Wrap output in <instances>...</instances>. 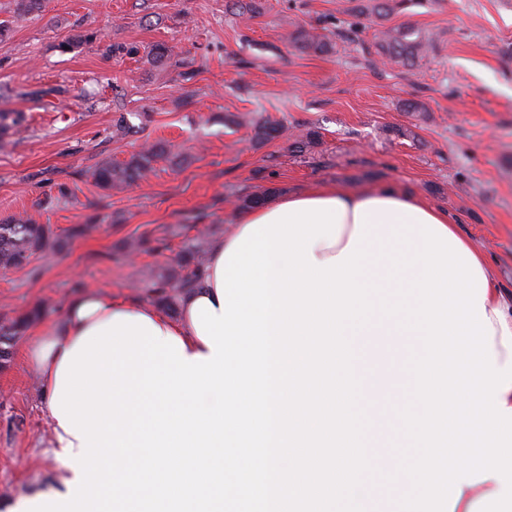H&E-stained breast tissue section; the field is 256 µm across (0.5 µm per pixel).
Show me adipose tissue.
<instances>
[{"instance_id": "obj_1", "label": "adipose tissue", "mask_w": 512, "mask_h": 512, "mask_svg": "<svg viewBox=\"0 0 512 512\" xmlns=\"http://www.w3.org/2000/svg\"><path fill=\"white\" fill-rule=\"evenodd\" d=\"M302 200H335L344 206L335 242L330 244L322 240L313 248L314 256L320 261L340 255L347 247L355 233V210L361 204L366 205L371 223L378 226L377 237L367 238L363 242L364 249L371 253L378 252L380 245L384 244L402 249L411 258L415 255L416 246L422 245L420 225L414 218L403 214L402 205L421 209L441 222L468 248L476 258L479 270L487 278L483 305L492 313V348L497 367H505L508 360L512 359V351L505 346V333L512 331V291L498 288L494 270L484 250L471 236L462 233L459 224L446 211L425 204L415 195L392 184H383L371 191L355 190L340 183L322 184L309 190L271 196L263 205L239 212L232 233L211 244L201 284L182 296L176 317H169L137 298L115 299L93 290L74 297L62 318L43 326L28 346V360L40 378L44 397L49 399L53 396L57 370L65 353L73 350L86 331L111 320L116 314L148 317L162 334H170L182 340L185 357L210 355V347L199 338L193 325L191 309L202 298L210 301L213 309H220L216 280L220 259L248 224L260 220L282 205ZM394 326V321L390 320L385 327L360 332L355 338L356 344L364 343L372 348L368 356L369 371L363 382L365 398L362 402L363 407L370 411L375 408L371 397L375 385L388 387L406 383L408 376L402 371L404 360L409 352L419 353L423 350L422 341L416 340L414 333L396 334Z\"/></svg>"}]
</instances>
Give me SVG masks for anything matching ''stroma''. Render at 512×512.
<instances>
[{"mask_svg": "<svg viewBox=\"0 0 512 512\" xmlns=\"http://www.w3.org/2000/svg\"><path fill=\"white\" fill-rule=\"evenodd\" d=\"M358 2L251 0L242 14L235 0H40L0 34V111L19 120L0 135V220L92 227L0 270V317L43 311L0 370V512L54 488L62 469L29 337L85 289L140 297L138 281L172 262L185 225L214 239L230 230L238 195L395 183L448 211L512 290V0H422L384 19L350 15ZM399 25L438 38L410 70L375 52L379 30ZM301 26L342 37L331 52H302L286 40ZM246 113L283 133L258 141L230 122ZM309 130L314 144L293 152ZM158 140L181 161L159 160L121 191L85 175ZM140 235L149 248L126 253Z\"/></svg>", "mask_w": 512, "mask_h": 512, "instance_id": "obj_1", "label": "stroma"}]
</instances>
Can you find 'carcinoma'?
<instances>
[{"mask_svg": "<svg viewBox=\"0 0 512 512\" xmlns=\"http://www.w3.org/2000/svg\"><path fill=\"white\" fill-rule=\"evenodd\" d=\"M421 4V0H367L354 11L385 18L398 11ZM333 31L324 34L315 28L299 27L288 36L289 41L303 52L325 53L333 48ZM436 48L434 35L407 26L387 27L379 31L376 53L384 62L413 67ZM234 124L253 126L261 140H272L282 133V127L267 118L247 115L234 116ZM180 153L175 145L166 141L144 143L130 159L121 164L102 163L91 172L92 179L106 190H120L137 181L162 158L177 159ZM59 237L49 224H37L24 217L0 221V268L9 269L29 263L33 258L61 245ZM207 234L201 231L188 240L174 263L164 267L156 279L143 283L147 296L157 300L170 312L177 311L180 296L199 285L206 263ZM43 310H33L25 315L0 319V369L12 360L13 349L19 338Z\"/></svg>", "mask_w": 512, "mask_h": 512, "instance_id": "carcinoma-1", "label": "carcinoma"}]
</instances>
